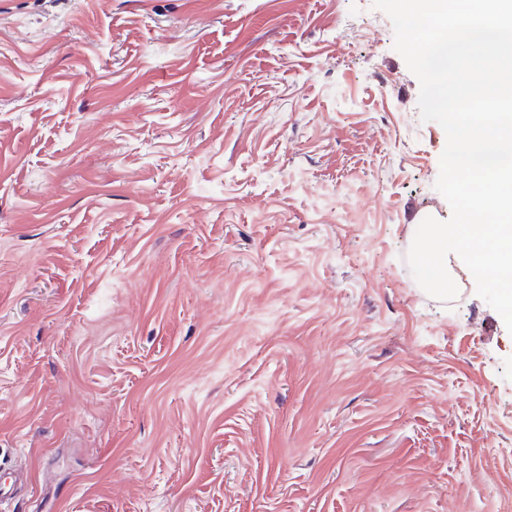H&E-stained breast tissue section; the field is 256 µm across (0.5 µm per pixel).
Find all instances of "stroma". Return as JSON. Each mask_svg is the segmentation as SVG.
I'll use <instances>...</instances> for the list:
<instances>
[{"label": "stroma", "instance_id": "obj_1", "mask_svg": "<svg viewBox=\"0 0 512 512\" xmlns=\"http://www.w3.org/2000/svg\"><path fill=\"white\" fill-rule=\"evenodd\" d=\"M373 0H0V512H512V334L406 255L446 134Z\"/></svg>", "mask_w": 512, "mask_h": 512}]
</instances>
